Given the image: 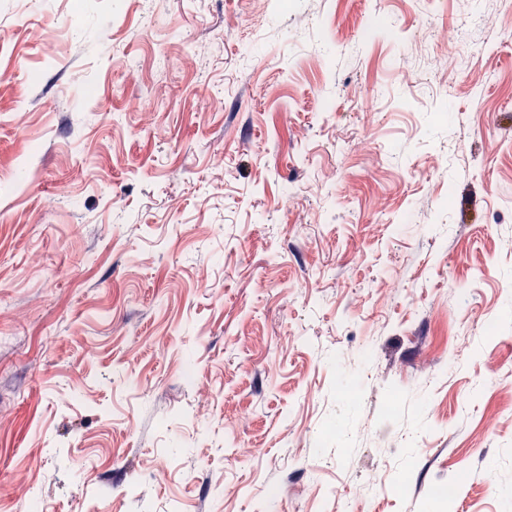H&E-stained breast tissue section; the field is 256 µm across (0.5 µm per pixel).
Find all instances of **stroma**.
Wrapping results in <instances>:
<instances>
[{"label": "stroma", "mask_w": 512, "mask_h": 512, "mask_svg": "<svg viewBox=\"0 0 512 512\" xmlns=\"http://www.w3.org/2000/svg\"><path fill=\"white\" fill-rule=\"evenodd\" d=\"M507 242L512 0H0V512H512Z\"/></svg>", "instance_id": "obj_1"}]
</instances>
